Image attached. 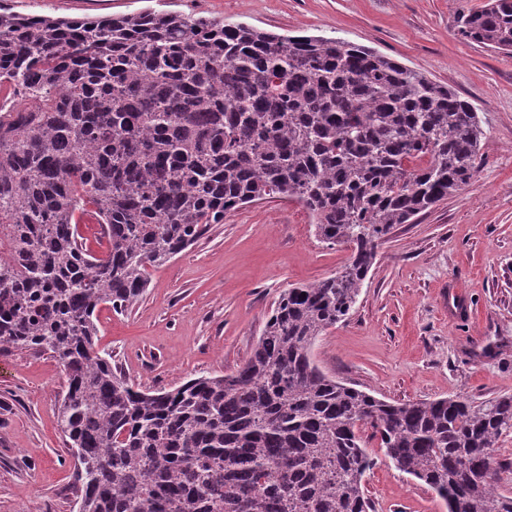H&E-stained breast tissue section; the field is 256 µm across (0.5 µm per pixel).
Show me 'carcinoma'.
<instances>
[{
  "mask_svg": "<svg viewBox=\"0 0 512 512\" xmlns=\"http://www.w3.org/2000/svg\"><path fill=\"white\" fill-rule=\"evenodd\" d=\"M461 34L512 54V0ZM483 136L448 87L340 39L0 12V351L49 352L67 376L78 512H371L381 455L448 512H512L495 461L512 395L392 403L312 354L394 226L474 179ZM268 196L307 210L348 266L288 289L232 373L134 388L97 347V310L126 311L148 268Z\"/></svg>",
  "mask_w": 512,
  "mask_h": 512,
  "instance_id": "cac0c4a2",
  "label": "carcinoma"
}]
</instances>
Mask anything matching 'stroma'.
I'll return each instance as SVG.
<instances>
[{
  "label": "stroma",
  "instance_id": "obj_1",
  "mask_svg": "<svg viewBox=\"0 0 512 512\" xmlns=\"http://www.w3.org/2000/svg\"><path fill=\"white\" fill-rule=\"evenodd\" d=\"M487 0H0L22 16L98 19L179 12L288 36L374 49L458 92L484 129L475 178L396 225L345 321L313 356L337 381L390 402L512 394V55L464 38ZM309 214L278 198L243 206L195 245L148 268L125 312H98V348L144 391L234 371L289 288L347 264ZM465 301L472 316L460 315ZM67 378L55 357L0 352V512H77L71 450L58 426ZM375 512H446L426 485L389 463L366 476Z\"/></svg>",
  "mask_w": 512,
  "mask_h": 512
}]
</instances>
